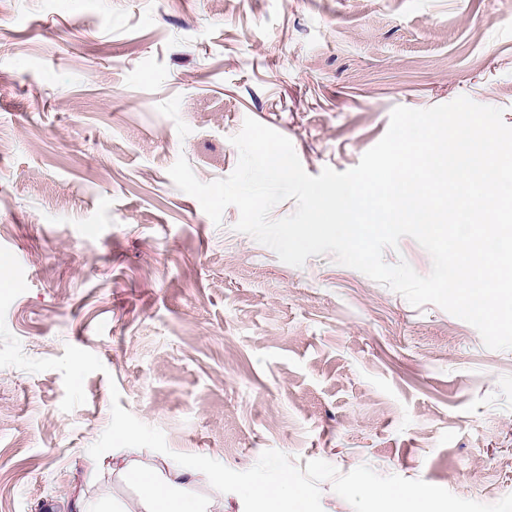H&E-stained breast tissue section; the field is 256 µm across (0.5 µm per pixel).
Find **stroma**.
Returning <instances> with one entry per match:
<instances>
[{
    "instance_id": "1",
    "label": "stroma",
    "mask_w": 512,
    "mask_h": 512,
    "mask_svg": "<svg viewBox=\"0 0 512 512\" xmlns=\"http://www.w3.org/2000/svg\"><path fill=\"white\" fill-rule=\"evenodd\" d=\"M462 95L512 126V0H0V246L28 286L6 326L105 366L69 412L58 371L0 368V512L138 499L85 480L115 390L170 452L236 471L275 449L512 494V350L333 256L282 262L168 175L229 176L248 117L308 174L346 171L394 107Z\"/></svg>"
}]
</instances>
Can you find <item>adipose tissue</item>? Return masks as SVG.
<instances>
[{
  "label": "adipose tissue",
  "instance_id": "adipose-tissue-1",
  "mask_svg": "<svg viewBox=\"0 0 512 512\" xmlns=\"http://www.w3.org/2000/svg\"><path fill=\"white\" fill-rule=\"evenodd\" d=\"M112 470L143 491L138 502L127 507L125 512H209L206 501L181 490L185 477L200 475L201 469L197 465L170 462L161 470L124 459L113 462Z\"/></svg>",
  "mask_w": 512,
  "mask_h": 512
}]
</instances>
